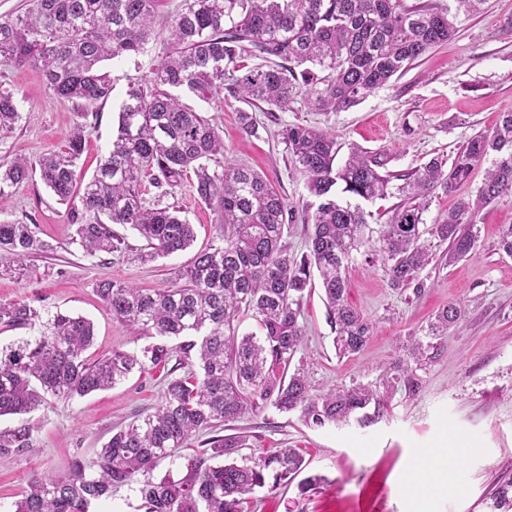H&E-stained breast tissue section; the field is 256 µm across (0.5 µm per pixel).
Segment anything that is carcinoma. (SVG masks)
I'll return each instance as SVG.
<instances>
[{
  "label": "carcinoma",
  "instance_id": "carcinoma-1",
  "mask_svg": "<svg viewBox=\"0 0 512 512\" xmlns=\"http://www.w3.org/2000/svg\"><path fill=\"white\" fill-rule=\"evenodd\" d=\"M27 2L24 13L0 16V62L36 68L50 92L81 106L83 122L61 147L36 161L17 158L0 166V186L19 185L39 172L69 206L76 242L86 253L123 252L111 225L129 224L147 243L135 259L147 262L187 250L195 232L169 208L146 204L142 179L169 194L192 173L197 194L218 212L220 237L198 251L167 288L97 283L96 294L112 317L155 339L137 353L115 350L91 364L83 354L94 341L92 321L0 303V325L29 331L0 346V416L26 414L50 397L107 390L147 362L173 358L175 368H189L168 380L154 412L113 432L96 461L74 460L63 476L34 475L13 512H87L92 501L130 483L139 485L145 512H245L256 489L276 488L305 470L299 449L279 448L240 463L235 455L247 436L215 435L200 441L207 459L188 460L184 476L156 480L153 471L191 438L255 410L256 398L281 412L298 410L305 423L319 427L371 405L380 408L379 391L370 384L316 393L304 368L287 371L303 344L301 303L314 272L336 331L337 354L359 353L371 335V323L348 300L347 269L352 254L369 241L370 213L360 201L386 195L391 177L379 172V158L358 148L336 165V138L321 129L284 126L281 140L317 200L307 215L306 252L297 258L284 241L293 221L284 197L258 172L224 157L220 129L175 91L203 99L221 94L264 104L270 112L287 109L302 91L313 109L341 112L446 43L459 13L478 11L483 0H451L454 7L440 10L408 7L404 0H180L163 19L158 0ZM160 22L167 25L169 42L152 77L129 89L108 155L88 181L77 180L89 108L106 102L113 90L99 64L148 51ZM248 57L263 63L250 67ZM19 118L15 93L0 87V129ZM491 154L495 165L476 197L458 199L446 219L428 230L448 245V261L460 260L475 251L478 212L512 196V110L501 113L491 130L470 137L451 166L434 157L404 175L397 191L406 202L380 238L390 287L421 293L419 275L435 259L420 231L428 198L439 189L456 191ZM48 250L32 225L0 221V266ZM243 310L253 313L261 335L239 333ZM464 315L461 304L450 303L423 335L408 337L383 386L402 383L416 390V371L440 355L448 330ZM172 337L183 339L174 351L164 343ZM31 447L27 423L0 431V461Z\"/></svg>",
  "mask_w": 512,
  "mask_h": 512
}]
</instances>
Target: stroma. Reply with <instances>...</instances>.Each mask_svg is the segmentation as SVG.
I'll return each instance as SVG.
<instances>
[{
	"mask_svg": "<svg viewBox=\"0 0 512 512\" xmlns=\"http://www.w3.org/2000/svg\"><path fill=\"white\" fill-rule=\"evenodd\" d=\"M158 52L154 46L139 56L103 62L114 90L86 128L78 178H90L107 155L126 92L147 82ZM0 86L15 91L20 112L13 129L0 132V165L18 157L34 160L61 146L80 120L75 103L48 91L33 67L0 63ZM182 101L219 127L230 160L260 173L288 206L301 212L312 198L305 175L280 139L284 125H310L333 135L341 147L338 161H345L356 146L380 156L386 172L402 175L433 157L453 159L470 137L491 129L500 113L512 109V0H486L483 12L459 16L457 31L447 43L346 111L319 112L299 97L287 110L256 112V128L248 133L239 122L244 103L203 100L189 92ZM493 165V158H485L456 192H436L423 214L425 225L443 220L457 198L476 195ZM144 196L147 202L175 208L193 225V250L141 263L133 255L145 248V241L130 226L116 224L112 231L124 240L126 255H89L75 242L67 205L40 177L6 188L0 194V218L35 225L51 250L25 259L21 270H0V302L31 303L90 319L95 340L86 353L89 360L116 350L139 351L142 341L113 319L96 294L97 282L109 278L145 289L167 287L194 249L220 235L217 212L200 199L192 183L166 196L149 186ZM401 202L392 193L366 203L369 243L348 265L349 301L372 323L360 353L337 355L320 283L304 292L299 322L313 385L325 392L339 385L378 382L400 355V338L425 327L443 306L462 303L465 318L449 330L438 359L421 371L418 389L411 393L401 388L385 396L379 417L369 425L352 418L310 426L299 412L282 413L268 403L233 422L232 431L250 436L242 457L299 448L307 474L320 478L304 492L293 482L273 491L257 490L253 512H492L495 489L512 481V258L496 247L502 230L512 225V198L480 210L475 253L429 265L418 295L390 288L382 266L380 230ZM170 377L169 365H149L110 389L53 399L29 413L34 446L0 466V512H12L32 474L62 473L75 458L95 460L113 429L161 402ZM451 448L462 453L455 471L435 463Z\"/></svg>",
	"mask_w": 512,
	"mask_h": 512,
	"instance_id": "1",
	"label": "stroma"
}]
</instances>
